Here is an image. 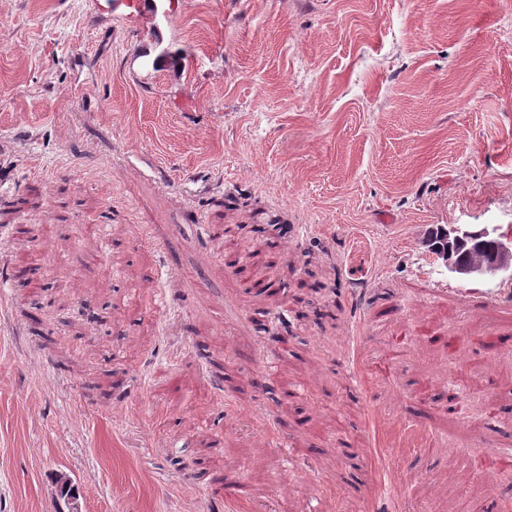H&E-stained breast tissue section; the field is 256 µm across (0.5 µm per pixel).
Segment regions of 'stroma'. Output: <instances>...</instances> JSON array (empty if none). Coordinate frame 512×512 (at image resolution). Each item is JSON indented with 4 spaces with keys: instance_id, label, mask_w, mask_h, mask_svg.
<instances>
[{
    "instance_id": "1",
    "label": "stroma",
    "mask_w": 512,
    "mask_h": 512,
    "mask_svg": "<svg viewBox=\"0 0 512 512\" xmlns=\"http://www.w3.org/2000/svg\"><path fill=\"white\" fill-rule=\"evenodd\" d=\"M451 224L512 226V0H0V512H501Z\"/></svg>"
}]
</instances>
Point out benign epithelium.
Segmentation results:
<instances>
[{
	"mask_svg": "<svg viewBox=\"0 0 512 512\" xmlns=\"http://www.w3.org/2000/svg\"><path fill=\"white\" fill-rule=\"evenodd\" d=\"M441 236L448 244L462 240L471 241V252L488 255L485 263L463 265L455 259L453 251H443L439 258L448 272L459 278L477 277L509 279L512 277V237L499 233L495 224H457L441 229Z\"/></svg>",
	"mask_w": 512,
	"mask_h": 512,
	"instance_id": "7a95c632",
	"label": "benign epithelium"
}]
</instances>
